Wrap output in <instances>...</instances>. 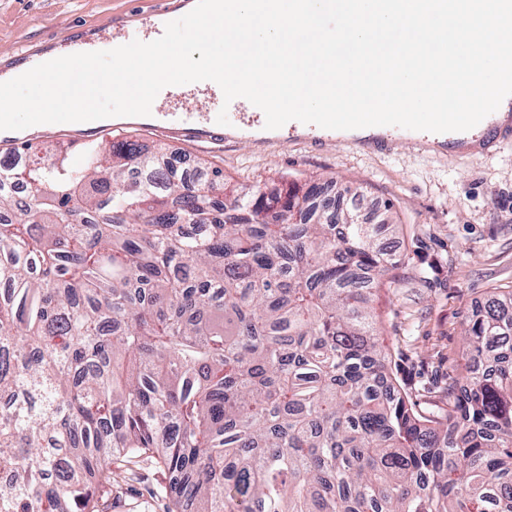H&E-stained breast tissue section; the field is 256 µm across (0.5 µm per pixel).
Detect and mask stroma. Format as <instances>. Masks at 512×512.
Wrapping results in <instances>:
<instances>
[{
    "mask_svg": "<svg viewBox=\"0 0 512 512\" xmlns=\"http://www.w3.org/2000/svg\"><path fill=\"white\" fill-rule=\"evenodd\" d=\"M172 0H0V64L20 49L47 47L71 29L91 33L116 18L152 14ZM110 140L165 148L193 165L223 169L226 178L269 185L332 182L362 188L372 210L388 215L379 245L405 257L398 281L372 303L381 342L401 388L422 409L445 403L448 376L461 362L462 328L496 287L512 286V144L477 155L400 141L390 151L357 149L337 139L315 149L295 140L253 136L221 144L181 142L123 121ZM168 478L155 460L112 465V492L102 512H167Z\"/></svg>",
    "mask_w": 512,
    "mask_h": 512,
    "instance_id": "stroma-1",
    "label": "stroma"
}]
</instances>
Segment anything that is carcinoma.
I'll use <instances>...</instances> for the list:
<instances>
[{"label": "carcinoma", "instance_id": "obj_1", "mask_svg": "<svg viewBox=\"0 0 512 512\" xmlns=\"http://www.w3.org/2000/svg\"><path fill=\"white\" fill-rule=\"evenodd\" d=\"M3 165L0 512H98L142 456L175 512H512V289L426 414L371 307L400 261L350 187L190 182L135 142Z\"/></svg>", "mask_w": 512, "mask_h": 512}]
</instances>
